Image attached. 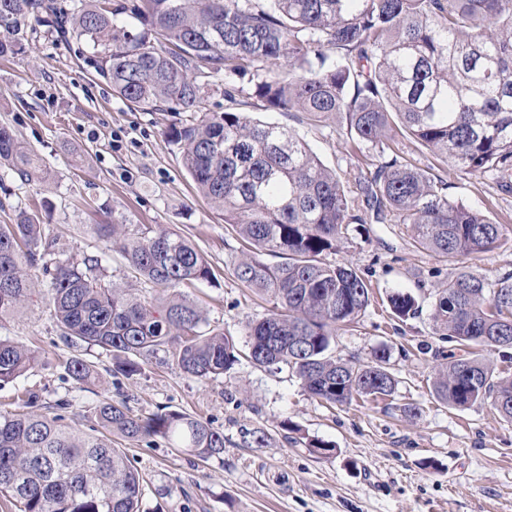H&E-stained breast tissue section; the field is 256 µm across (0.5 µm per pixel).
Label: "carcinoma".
I'll use <instances>...</instances> for the list:
<instances>
[{
	"label": "carcinoma",
	"mask_w": 512,
	"mask_h": 512,
	"mask_svg": "<svg viewBox=\"0 0 512 512\" xmlns=\"http://www.w3.org/2000/svg\"><path fill=\"white\" fill-rule=\"evenodd\" d=\"M43 14L49 31L88 44L97 75L138 108L191 112L208 94L206 79L220 74L233 100L241 92L234 79L246 77L264 110L301 112L311 123L334 116L377 159L349 198L337 172L290 127L233 111L170 126L168 142L199 192L251 247L235 265L237 280L273 301L270 314L246 321L244 352L224 333L201 330L200 309L180 292L214 278L188 239L97 225L157 288L148 300L104 282L94 258L54 260L55 242L28 211L0 224V322L32 302L37 270L61 339L98 348L114 374L132 376L170 347L172 366L197 380L226 373L243 355L260 367L287 366L330 404L392 395L386 349L367 364L333 351L336 329L365 312L370 289L357 270L325 256L350 225L394 218L410 225L416 247L446 263L507 241L505 225L448 195V181L385 149L407 135L455 172L498 173L500 190L512 193V0H0V57L21 52L28 24ZM0 167L25 182L41 177L37 154L3 126ZM388 301L401 318L417 312L408 293ZM431 319L436 334L475 347L439 367L436 397L462 409L489 400L512 422V379L496 376L480 354L512 350V274L457 272L437 289ZM39 361L37 350L0 337V387ZM65 370L79 385L97 380L82 354ZM87 413L95 423L88 433L57 415L0 413V497L17 512H142L141 476L112 447V434L160 436L202 459L224 453V435L186 413L136 415L116 399Z\"/></svg>",
	"instance_id": "carcinoma-1"
}]
</instances>
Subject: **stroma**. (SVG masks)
<instances>
[{"instance_id": "obj_1", "label": "stroma", "mask_w": 512, "mask_h": 512, "mask_svg": "<svg viewBox=\"0 0 512 512\" xmlns=\"http://www.w3.org/2000/svg\"><path fill=\"white\" fill-rule=\"evenodd\" d=\"M90 54L88 46L52 41L35 24L22 52L0 58V125L43 163L41 181L30 184L0 168V200L7 202L0 224L39 209L45 237L59 246L58 260L97 258L107 281L146 297L151 286L134 277L96 225L116 221L181 234L215 274L213 283L183 288V295L201 307L205 328L245 343L246 321L266 316L273 304L236 279L244 244L223 211L197 192L168 142L177 115L130 107L99 80ZM251 114L295 129L355 190L369 153L337 120L311 125L298 112L255 108ZM391 148L420 168L447 174L454 200L512 227V194L501 192L492 176L445 173L406 136ZM327 260L361 272L371 288L365 312L337 331L334 352L367 363L387 349L398 381L391 397L332 406L305 391L291 371L272 372L245 359L200 381L166 365L161 352L128 378L113 375L111 359L98 356L96 383L79 385L64 370L75 351L60 337L42 284L29 307L0 323L1 337L41 355L15 385L0 389V411L17 410V395L30 391L37 412L62 415L65 424L86 431L88 406L122 398L135 414L176 410L223 433V454L209 460L162 438L124 443L143 478V512H512V423L491 404L455 408L432 391L444 356L458 350L457 342L434 333L431 320L436 291L457 265L415 248L407 226L393 221L354 225ZM395 291L416 299V316L393 313L388 297ZM257 429L267 434V447H245L244 433ZM314 440L331 444V452L314 451Z\"/></svg>"}]
</instances>
